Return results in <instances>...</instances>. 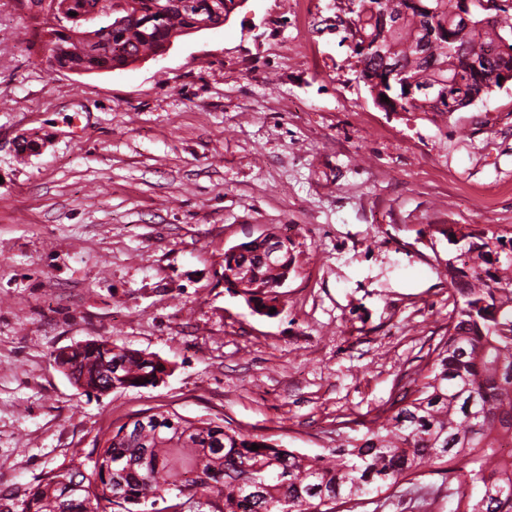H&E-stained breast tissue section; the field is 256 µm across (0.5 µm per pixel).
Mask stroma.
Segmentation results:
<instances>
[{"label": "stroma", "instance_id": "stroma-1", "mask_svg": "<svg viewBox=\"0 0 512 512\" xmlns=\"http://www.w3.org/2000/svg\"><path fill=\"white\" fill-rule=\"evenodd\" d=\"M336 0H245L166 54L48 71L0 0V512L109 426L156 407L315 456L427 372L455 248L512 227V85L452 116L386 112ZM287 234L274 316L224 286V251ZM165 360L157 387L73 385L58 350ZM354 512H448L429 473Z\"/></svg>", "mask_w": 512, "mask_h": 512}]
</instances>
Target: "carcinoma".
Listing matches in <instances>:
<instances>
[{"mask_svg": "<svg viewBox=\"0 0 512 512\" xmlns=\"http://www.w3.org/2000/svg\"><path fill=\"white\" fill-rule=\"evenodd\" d=\"M97 2L50 0L48 7L55 16H81ZM157 3L137 0L139 18L119 29L107 14L94 25L67 22L45 63L77 72L118 69L163 54L189 34L191 20L210 18L207 0H192L189 10L175 5L161 18ZM456 8L457 0H358L351 48L365 83L384 87L383 110L399 102L407 112L451 115L448 93L475 85L457 61L484 59L488 78L512 63V4L495 8L487 26L485 10L476 8L468 31ZM387 63L418 86L436 87L437 95L403 102ZM436 233L456 246L444 267L454 291L448 336L428 373L410 380L362 438H342L311 457L213 419L192 422L157 411L142 415L128 435L121 426L112 429V438L91 450L97 455L91 473L82 461L46 473L22 512H83L69 495L73 485L83 486L102 512H163L155 504L167 503L174 491L207 500L208 512H336L339 504L414 486L428 472L448 474L449 512H512V462L498 450L500 437L512 435V231L450 224L436 226ZM234 249L224 252V268L239 269L240 280L252 284L246 303L258 311L277 306L280 272L265 261L263 242L254 238ZM54 361L74 384L99 394L153 387L168 374L162 359L107 341L64 348ZM254 471L263 477L260 495L245 484ZM117 493L120 502L112 500Z\"/></svg>", "mask_w": 512, "mask_h": 512, "instance_id": "cac0c4a2", "label": "carcinoma"}]
</instances>
